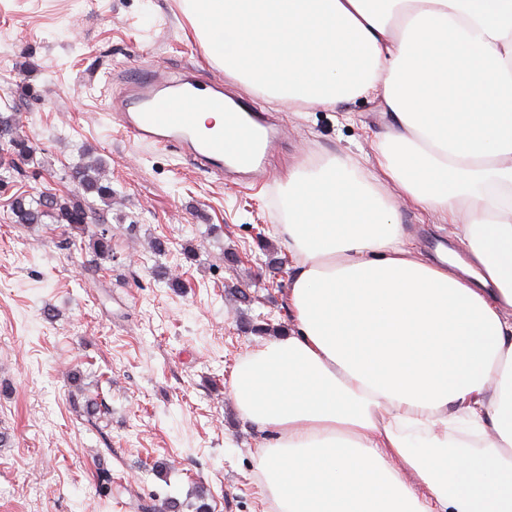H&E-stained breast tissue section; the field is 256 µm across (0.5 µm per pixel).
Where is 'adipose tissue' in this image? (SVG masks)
<instances>
[{
	"label": "adipose tissue",
	"mask_w": 512,
	"mask_h": 512,
	"mask_svg": "<svg viewBox=\"0 0 512 512\" xmlns=\"http://www.w3.org/2000/svg\"><path fill=\"white\" fill-rule=\"evenodd\" d=\"M179 3L272 101L387 119L288 174V328L229 385L272 512H512V0ZM389 185L460 253L414 257Z\"/></svg>",
	"instance_id": "adipose-tissue-1"
}]
</instances>
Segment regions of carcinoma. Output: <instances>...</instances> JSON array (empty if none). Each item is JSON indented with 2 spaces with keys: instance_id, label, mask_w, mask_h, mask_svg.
Here are the masks:
<instances>
[{
  "instance_id": "obj_1",
  "label": "carcinoma",
  "mask_w": 512,
  "mask_h": 512,
  "mask_svg": "<svg viewBox=\"0 0 512 512\" xmlns=\"http://www.w3.org/2000/svg\"><path fill=\"white\" fill-rule=\"evenodd\" d=\"M0 140L7 146L12 159L0 156V166H14L16 159H24L32 152L29 140L19 135L16 130L14 114L0 112ZM74 179L78 183L76 193L66 197L40 195L38 199L18 195L11 204L12 221L15 224H40L48 217L54 224L64 227L68 243H75L79 238L90 240L92 252L96 259H112V233L109 225L97 224L90 230L89 206L87 198L95 195L104 202L112 201V187L102 183L98 177V168L93 164H82L75 171Z\"/></svg>"
}]
</instances>
